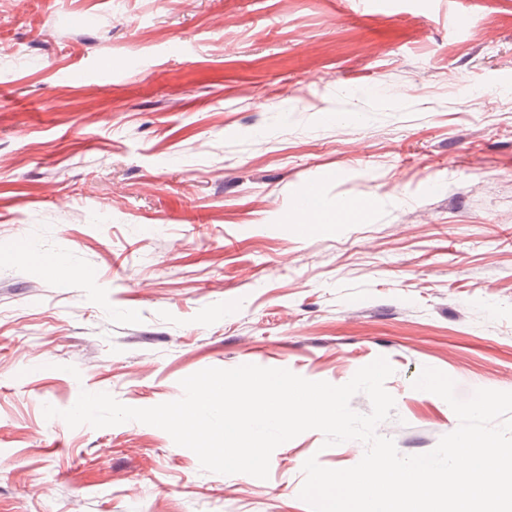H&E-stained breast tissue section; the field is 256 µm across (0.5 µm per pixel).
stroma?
Here are the masks:
<instances>
[{
    "mask_svg": "<svg viewBox=\"0 0 512 512\" xmlns=\"http://www.w3.org/2000/svg\"><path fill=\"white\" fill-rule=\"evenodd\" d=\"M380 356L404 456L459 425L422 368L512 392V0H0V512H310L305 460L362 442L303 432L262 480L43 408Z\"/></svg>",
    "mask_w": 512,
    "mask_h": 512,
    "instance_id": "obj_1",
    "label": "stroma"
}]
</instances>
